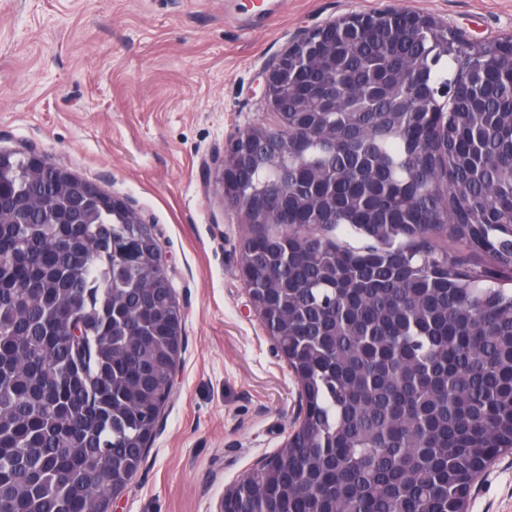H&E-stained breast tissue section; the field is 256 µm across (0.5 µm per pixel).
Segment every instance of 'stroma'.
Returning a JSON list of instances; mask_svg holds the SVG:
<instances>
[{
  "mask_svg": "<svg viewBox=\"0 0 512 512\" xmlns=\"http://www.w3.org/2000/svg\"><path fill=\"white\" fill-rule=\"evenodd\" d=\"M399 2L465 36L512 35V0H0V147H26L154 224L184 312L176 389L114 512H217L284 442L300 386L254 313L249 225L214 183L238 130L273 121L258 82L300 34ZM470 512H512V453Z\"/></svg>",
  "mask_w": 512,
  "mask_h": 512,
  "instance_id": "35a3bbf8",
  "label": "stroma"
}]
</instances>
